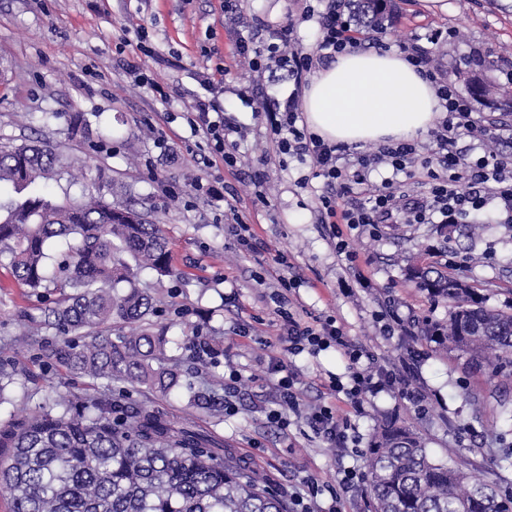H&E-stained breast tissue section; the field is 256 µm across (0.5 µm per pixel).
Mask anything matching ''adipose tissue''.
Instances as JSON below:
<instances>
[{"mask_svg": "<svg viewBox=\"0 0 512 512\" xmlns=\"http://www.w3.org/2000/svg\"><path fill=\"white\" fill-rule=\"evenodd\" d=\"M309 128L347 145L407 141L442 111L435 85L404 57L352 49L317 71L304 91Z\"/></svg>", "mask_w": 512, "mask_h": 512, "instance_id": "adipose-tissue-1", "label": "adipose tissue"}]
</instances>
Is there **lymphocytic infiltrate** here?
I'll return each mask as SVG.
<instances>
[{"label": "lymphocytic infiltrate", "mask_w": 512, "mask_h": 512, "mask_svg": "<svg viewBox=\"0 0 512 512\" xmlns=\"http://www.w3.org/2000/svg\"><path fill=\"white\" fill-rule=\"evenodd\" d=\"M325 7L317 14L319 37L312 52L304 53L295 47L294 26L285 24L278 29L272 42L258 48L253 38L239 39L237 52L247 58L251 72L264 74L278 70L300 77L310 73L316 63L335 60L337 54L366 45L381 51L399 48L418 72L434 82L441 105L446 112L435 133L431 156L421 157L418 143L398 142L377 147L371 152L350 153L348 147L324 140L310 132L303 123L299 109L300 88H293L282 100L276 101L269 116L266 143L275 159L296 156L308 160L313 178L321 179L324 190L316 199L318 220L323 224H344L350 229L385 224L397 211H405L410 224H456L470 212L487 202H497L505 223H512V155L492 153L473 161L461 159L455 149L459 139L487 134L512 142V128L495 124L493 119L476 114L471 100L454 83L440 78L431 66L428 51L403 43L385 30H373L365 38L353 32L352 15L347 0H324ZM137 47L140 63L126 60L124 46H117L115 61L132 78L135 86L149 88L155 97L168 100V85L160 68L166 59L153 46L145 25H137ZM223 67L199 73L201 92L192 111L183 113L196 146L206 154L208 162H222L235 167L233 152L238 140L248 134L247 127L232 113L226 112ZM421 162L427 170L428 181L421 196L410 203H401L392 182L374 185L370 174L379 165L391 166L393 171L405 170L408 164ZM359 193L361 201L350 208L342 207L344 197ZM279 318L275 334L287 342L289 353L318 352L328 348L340 350L347 358L351 373L348 380L329 379L326 389L329 401L310 407L306 423L315 437L346 453L356 449L359 438L351 431L350 419L336 407L335 396H345L354 411H361L366 396L387 389H397L415 412L426 409L423 392L411 389L408 376L413 367L402 362L388 369L380 365L378 355L371 349L351 341L342 326L330 316L305 320L299 312L296 286L288 278H280L279 287L270 296ZM278 374L276 384L279 407L268 418L281 428H288V413L298 412L302 402L301 381L297 374L274 363Z\"/></svg>", "instance_id": "1"}]
</instances>
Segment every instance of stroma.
Listing matches in <instances>:
<instances>
[{
	"label": "stroma",
	"mask_w": 512,
	"mask_h": 512,
	"mask_svg": "<svg viewBox=\"0 0 512 512\" xmlns=\"http://www.w3.org/2000/svg\"><path fill=\"white\" fill-rule=\"evenodd\" d=\"M312 0H0V138L21 144L43 139L60 147L86 168L102 170L112 183V201L132 205L162 224L173 276L142 273L158 299L151 318L154 330L169 339L168 352L180 355L191 336L206 337L220 352L209 375L223 377L225 367L241 372L243 381L234 415L191 409L186 389L170 400L113 384L112 397L179 420L193 416L219 437L224 454L249 460L250 471L276 487L279 494L301 491L300 480L312 475L332 485L340 466L366 467L365 457L336 453L301 433L299 426L282 432L266 418L277 401L272 359H281L302 381L303 400L323 401L329 375L346 376L347 361L335 348L318 354H289L274 341L275 319L268 296L278 276L294 280L306 312L332 315L354 342L376 351L389 366L414 357L412 387L427 397L418 416L397 391L367 397L362 413L350 420L364 440H371L381 420L398 418L411 426L437 458L458 450L463 468L512 491V467L500 458L512 452V431L503 423L512 410V370L491 376L466 355L449 352L431 340L427 327L447 322L453 310L447 299L417 287L410 271L432 263L475 288L484 306L512 313V224L501 223L496 204H488L477 223L381 224L376 232L362 228L349 237L358 254L360 274L346 269L336 256L328 228L319 224L308 163L288 158L269 165L262 188L250 175L264 155L267 118L252 112L231 91L237 81L253 84L257 101L291 91L294 78L284 71L252 73L235 55L239 38L255 27L272 29L293 22L298 46L312 51L318 37L315 21L304 14ZM392 29L399 39L427 48L448 81L466 89L471 79L499 85L512 71V0H391ZM148 27L162 54L172 57L162 74L173 89L161 104L146 88L133 86L113 62V50L127 39L125 56L138 61L134 27ZM453 29L454 39L434 41L435 33ZM215 44L229 70L225 111L251 129L241 141L235 169L205 167L184 147L191 134L185 122L165 126L169 152L156 148L151 124L161 113L190 111L199 90L194 79L209 60L202 48ZM223 186L224 199L212 203L196 195L197 179ZM177 184L178 197L164 196L161 185ZM266 206H254L255 191ZM238 210L259 240L261 253L244 251L220 212ZM281 252L287 265L274 263ZM408 328L406 335L381 336L374 317L384 298ZM41 300L13 278L0 260V363L16 361L15 379L0 403V425L22 418L37 403L88 390L91 382L43 366L23 352L27 330L20 311L36 313Z\"/></svg>",
	"instance_id": "obj_1"
}]
</instances>
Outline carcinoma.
Returning <instances> with one entry per match:
<instances>
[{
  "label": "carcinoma",
  "instance_id": "carcinoma-1",
  "mask_svg": "<svg viewBox=\"0 0 512 512\" xmlns=\"http://www.w3.org/2000/svg\"><path fill=\"white\" fill-rule=\"evenodd\" d=\"M386 0H357L356 25L381 26ZM471 92L491 109L501 106L489 85ZM86 178L54 148L0 142V257L15 280L31 291L59 290L27 350L48 366L101 381L91 393L63 398L62 411L45 407L0 427V496L10 512H288L276 492L262 489L242 465L224 462V448L185 420L112 399V382L168 396L181 377L203 374L207 358L194 350L172 358L167 339L155 333L150 289L142 271L173 274L163 226L132 208L88 194L57 199L42 188L62 175ZM55 241L65 243L60 256ZM411 277L454 311L434 328L439 343L462 352L492 373L512 365V313L488 309L474 289L444 274L416 268ZM136 323L139 331L112 339ZM189 405L224 411L217 384H187ZM367 512H512V493L430 454L423 438L397 419L384 421L367 452Z\"/></svg>",
  "mask_w": 512,
  "mask_h": 512
}]
</instances>
